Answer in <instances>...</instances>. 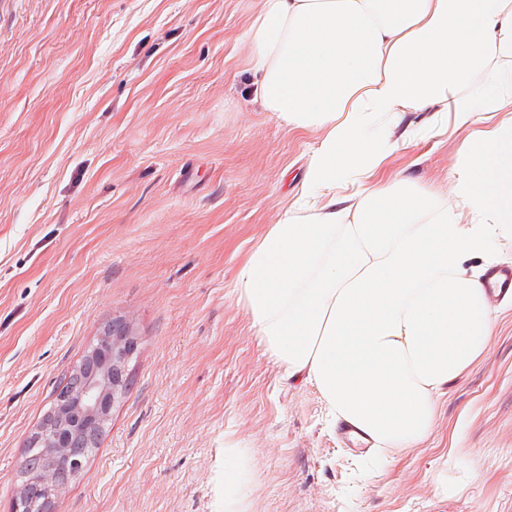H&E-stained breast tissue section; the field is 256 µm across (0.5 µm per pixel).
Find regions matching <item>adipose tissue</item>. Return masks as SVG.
I'll use <instances>...</instances> for the list:
<instances>
[{
    "label": "adipose tissue",
    "mask_w": 512,
    "mask_h": 512,
    "mask_svg": "<svg viewBox=\"0 0 512 512\" xmlns=\"http://www.w3.org/2000/svg\"><path fill=\"white\" fill-rule=\"evenodd\" d=\"M243 39L263 110L320 137L239 299L335 421L377 452L419 447L495 330L465 262L512 239V0H260ZM479 115L448 190L384 177L394 151Z\"/></svg>",
    "instance_id": "1"
}]
</instances>
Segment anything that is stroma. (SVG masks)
I'll return each instance as SVG.
<instances>
[{
    "instance_id": "1",
    "label": "stroma",
    "mask_w": 512,
    "mask_h": 512,
    "mask_svg": "<svg viewBox=\"0 0 512 512\" xmlns=\"http://www.w3.org/2000/svg\"><path fill=\"white\" fill-rule=\"evenodd\" d=\"M259 0H0V512L60 380L105 324L134 379L52 512H512V302L422 447L349 446L234 288L317 133L252 92ZM466 130L394 153L447 186ZM236 475L224 478V458Z\"/></svg>"
}]
</instances>
